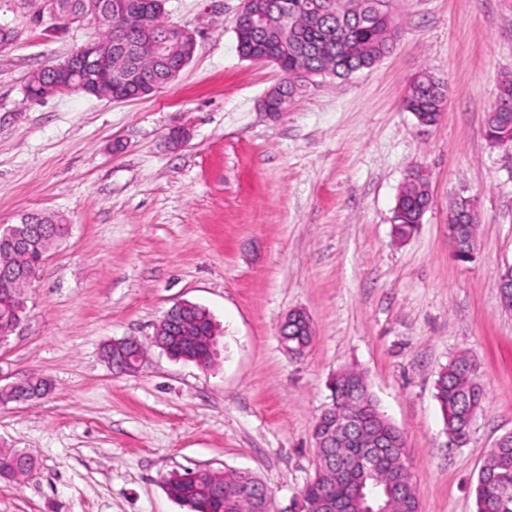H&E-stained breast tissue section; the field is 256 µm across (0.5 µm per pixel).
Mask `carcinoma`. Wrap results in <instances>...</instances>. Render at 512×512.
<instances>
[{
	"mask_svg": "<svg viewBox=\"0 0 512 512\" xmlns=\"http://www.w3.org/2000/svg\"><path fill=\"white\" fill-rule=\"evenodd\" d=\"M269 10V24L248 34L255 47L254 57L271 51L288 62L296 78L280 86L287 99L294 94L304 75L328 73L345 78L370 69L392 52L397 32L389 0H260ZM131 9L156 34H161L162 12L150 0H129ZM59 13L70 15L91 11L94 0H51ZM51 75L40 69L29 76L25 93L31 99L42 93ZM445 100V86L429 73L419 74L410 84L404 107L427 124L439 121ZM487 139L500 145L512 139V75L498 83L488 113ZM427 178L414 170L400 190L395 209L394 237L409 239L418 226L423 208L429 203ZM454 227L459 242L477 235L474 204L456 201ZM331 391L334 400L319 416L313 428L315 453L320 466L306 483L302 498L318 501L325 493L336 501L340 512H412L416 501L411 477L391 484L392 472L402 469L405 447L402 431L378 409L365 376L354 370L336 375ZM435 398L440 407L448 438L453 439L467 425L469 415L482 409L485 392L476 363L465 354L448 362L438 374ZM30 458L1 456L0 474L23 473ZM492 488L475 487L476 512H512V439L489 454L482 469ZM164 485L172 499L188 512H270L272 502L263 494L264 484L249 472L229 470L220 480L204 467H187L170 474Z\"/></svg>",
	"mask_w": 512,
	"mask_h": 512,
	"instance_id": "cac0c4a2",
	"label": "carcinoma"
}]
</instances>
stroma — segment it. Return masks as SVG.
I'll return each mask as SVG.
<instances>
[{
    "label": "stroma",
    "mask_w": 512,
    "mask_h": 512,
    "mask_svg": "<svg viewBox=\"0 0 512 512\" xmlns=\"http://www.w3.org/2000/svg\"><path fill=\"white\" fill-rule=\"evenodd\" d=\"M241 0H166L194 31L180 75L150 97L112 102L62 93L29 103L32 70L94 35L59 26L43 0H0V228L31 212L70 227L27 288L23 322L0 343V387L34 373L48 393L0 402V453L32 468L0 476V512H186L164 479L187 467L243 470L297 512L315 469L313 427L337 373H365L406 440L420 512H475L474 486L512 433V309L497 273L512 265V147L484 131L512 74V0H391L394 51L346 79L316 76L287 112L261 108L279 70L242 59ZM423 72L445 81L436 126L403 98ZM189 130L171 148V129ZM432 205L404 243L396 197L412 168ZM479 219L472 262L448 239L457 196ZM217 329L211 365L151 346L177 302ZM309 314L300 357L279 339ZM148 346L136 374L104 362L112 341ZM479 366L486 401L465 444L449 443L434 397L456 354Z\"/></svg>",
    "instance_id": "stroma-1"
}]
</instances>
